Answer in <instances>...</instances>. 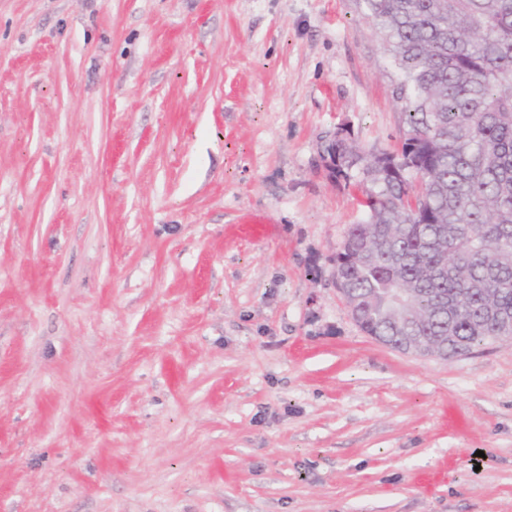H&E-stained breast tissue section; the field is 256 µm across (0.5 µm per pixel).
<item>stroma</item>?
I'll return each mask as SVG.
<instances>
[{
	"instance_id": "35a3bbf8",
	"label": "stroma",
	"mask_w": 512,
	"mask_h": 512,
	"mask_svg": "<svg viewBox=\"0 0 512 512\" xmlns=\"http://www.w3.org/2000/svg\"><path fill=\"white\" fill-rule=\"evenodd\" d=\"M393 84L354 0H0V512H512V340L331 280Z\"/></svg>"
}]
</instances>
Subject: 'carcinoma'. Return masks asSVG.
Masks as SVG:
<instances>
[{"mask_svg": "<svg viewBox=\"0 0 512 512\" xmlns=\"http://www.w3.org/2000/svg\"><path fill=\"white\" fill-rule=\"evenodd\" d=\"M376 29L405 117L399 147L322 143L364 220L336 254L359 328L454 357L512 336V0H355ZM410 288L415 321L380 319Z\"/></svg>", "mask_w": 512, "mask_h": 512, "instance_id": "obj_1", "label": "carcinoma"}]
</instances>
